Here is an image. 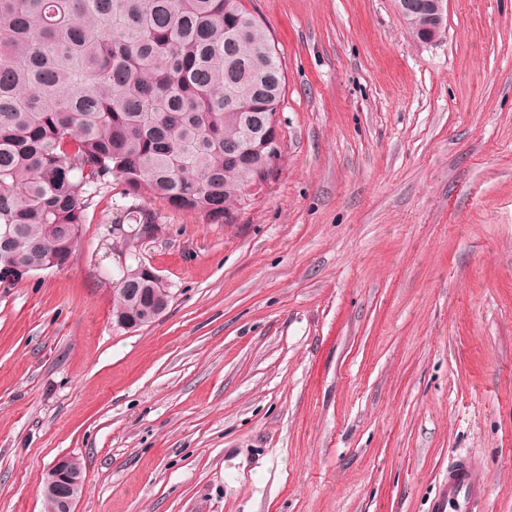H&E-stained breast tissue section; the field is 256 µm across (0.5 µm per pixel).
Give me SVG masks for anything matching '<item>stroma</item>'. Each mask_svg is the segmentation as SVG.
<instances>
[{
    "label": "stroma",
    "mask_w": 512,
    "mask_h": 512,
    "mask_svg": "<svg viewBox=\"0 0 512 512\" xmlns=\"http://www.w3.org/2000/svg\"><path fill=\"white\" fill-rule=\"evenodd\" d=\"M285 75L281 161L233 220L149 203L167 283L118 326L106 178L70 264L0 284V512H434L475 457L512 512V0H246ZM403 1L404 11L408 14V24L413 33L424 41L434 42L439 40L445 32L446 0H397ZM417 14L424 22V28L420 33L418 28L420 22L416 19ZM85 485L81 463L76 456L59 455L49 466L44 479L42 493L56 501L58 512H75ZM54 499H44L46 511L55 512Z\"/></svg>",
    "instance_id": "1"
}]
</instances>
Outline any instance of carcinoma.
<instances>
[{"label":"carcinoma","mask_w":512,"mask_h":512,"mask_svg":"<svg viewBox=\"0 0 512 512\" xmlns=\"http://www.w3.org/2000/svg\"><path fill=\"white\" fill-rule=\"evenodd\" d=\"M285 76L244 0H0V266L75 252L91 188L228 219L265 178ZM114 316L147 323L168 285L129 248Z\"/></svg>","instance_id":"obj_1"}]
</instances>
